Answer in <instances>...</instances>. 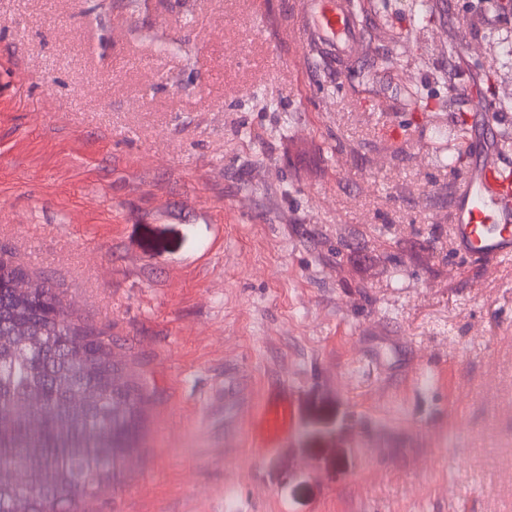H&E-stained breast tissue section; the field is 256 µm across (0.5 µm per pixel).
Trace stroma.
<instances>
[{
	"mask_svg": "<svg viewBox=\"0 0 512 512\" xmlns=\"http://www.w3.org/2000/svg\"><path fill=\"white\" fill-rule=\"evenodd\" d=\"M431 2L360 0L342 73L299 0H0V247L147 397L76 512H512V260L457 254L433 152L482 122L512 172L473 110L512 7ZM288 429V402L285 398L281 403L269 407L261 419V431L264 446L270 445Z\"/></svg>",
	"mask_w": 512,
	"mask_h": 512,
	"instance_id": "1",
	"label": "stroma"
}]
</instances>
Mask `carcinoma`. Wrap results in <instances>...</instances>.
<instances>
[{"mask_svg":"<svg viewBox=\"0 0 512 512\" xmlns=\"http://www.w3.org/2000/svg\"><path fill=\"white\" fill-rule=\"evenodd\" d=\"M461 125L440 134L442 164L462 163ZM11 264L0 288V512H68L104 482L120 475L123 458L138 447L144 396L112 361L106 332L59 317L60 293ZM49 417L46 430L29 421L33 404Z\"/></svg>","mask_w":512,"mask_h":512,"instance_id":"carcinoma-1","label":"carcinoma"}]
</instances>
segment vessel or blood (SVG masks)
<instances>
[{
    "label": "vessel or blood",
    "mask_w": 512,
    "mask_h": 512,
    "mask_svg": "<svg viewBox=\"0 0 512 512\" xmlns=\"http://www.w3.org/2000/svg\"><path fill=\"white\" fill-rule=\"evenodd\" d=\"M294 18L304 46L332 55L338 70L359 67L361 33L350 0H303ZM450 222L459 253L470 261L489 265L512 259V183L499 179L493 161L481 158L467 167ZM287 428V403L264 412V443L274 442Z\"/></svg>",
    "instance_id": "vessel-or-blood-1"
}]
</instances>
